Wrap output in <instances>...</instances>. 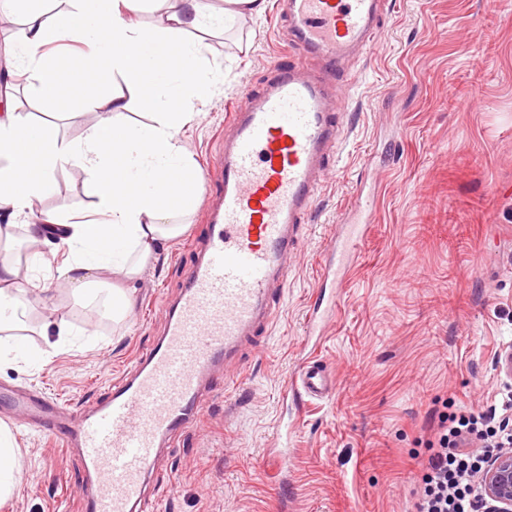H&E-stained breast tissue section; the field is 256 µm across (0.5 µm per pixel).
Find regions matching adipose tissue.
Returning a JSON list of instances; mask_svg holds the SVG:
<instances>
[{
    "mask_svg": "<svg viewBox=\"0 0 512 512\" xmlns=\"http://www.w3.org/2000/svg\"><path fill=\"white\" fill-rule=\"evenodd\" d=\"M0 17L18 15L23 28L9 73H27L38 93L56 109L70 107L69 92L78 87L82 107L98 112L97 123L83 139L67 142L55 129L5 111L0 115V240L10 239L16 224L27 227V240L41 261L42 247L63 245L69 256L59 290L91 292L113 318L130 306L125 289L154 256L160 239L180 236L176 216L190 214L201 191L198 171L179 132L194 120V108L210 102L223 83L216 70H202L206 46L199 35L260 13L262 0H224L223 12L204 0H174L166 25L137 23L146 0H72L71 9L49 19L43 0H0ZM79 41L81 58L46 53L52 41ZM123 80L139 97L142 109L159 114L154 124L128 120L131 105L121 94L106 93ZM65 165L85 174L84 194L96 202L97 219L69 222L60 215L35 219L37 204L54 186V173ZM38 284L22 276L11 255L0 257V360H41L65 346L68 332L51 333L53 316L42 320L44 346L7 338L17 329L18 313L32 305Z\"/></svg>",
    "mask_w": 512,
    "mask_h": 512,
    "instance_id": "ef3b65f1",
    "label": "adipose tissue"
}]
</instances>
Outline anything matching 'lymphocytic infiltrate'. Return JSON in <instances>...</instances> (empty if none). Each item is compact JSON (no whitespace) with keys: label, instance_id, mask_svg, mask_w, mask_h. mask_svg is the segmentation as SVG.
<instances>
[{"label":"lymphocytic infiltrate","instance_id":"1","mask_svg":"<svg viewBox=\"0 0 512 512\" xmlns=\"http://www.w3.org/2000/svg\"><path fill=\"white\" fill-rule=\"evenodd\" d=\"M496 413L433 409L434 425L418 462L421 488L415 512H482L476 476L486 459L473 444L492 437L512 445V432L494 428Z\"/></svg>","mask_w":512,"mask_h":512}]
</instances>
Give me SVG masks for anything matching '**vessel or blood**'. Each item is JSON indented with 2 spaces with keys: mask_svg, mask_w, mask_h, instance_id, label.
<instances>
[{
  "mask_svg": "<svg viewBox=\"0 0 512 512\" xmlns=\"http://www.w3.org/2000/svg\"><path fill=\"white\" fill-rule=\"evenodd\" d=\"M297 51L273 63L265 88L233 112L219 159L217 206L206 215L205 249L189 269L178 300L164 306L161 340L139 359L133 376L110 396L72 414L46 396L10 391L21 419L78 449L95 489L85 512H140L147 476L162 444L193 427L202 388L243 337L271 320L273 287L288 286V257L297 228L313 210L325 162L343 127L336 75L365 51L391 0H278ZM373 203L359 198L345 212L318 272L307 306L309 334L336 309L350 264L360 256ZM335 382L317 361H304L284 396H330Z\"/></svg>",
  "mask_w": 512,
  "mask_h": 512,
  "instance_id": "1",
  "label": "vessel or blood"
}]
</instances>
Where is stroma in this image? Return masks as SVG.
Listing matches in <instances>:
<instances>
[{"instance_id":"1","label":"stroma","mask_w":512,"mask_h":512,"mask_svg":"<svg viewBox=\"0 0 512 512\" xmlns=\"http://www.w3.org/2000/svg\"><path fill=\"white\" fill-rule=\"evenodd\" d=\"M393 2L368 55L343 67L360 78L300 227L285 296L268 328L243 340L230 386L204 391L197 425L161 454L143 512H409L418 490L411 455L430 436L433 400L479 410L512 381L496 364L512 347V0ZM274 3L204 38L209 63L224 68V90L180 131L200 170L214 168L232 112L264 88L288 48V21ZM9 93L67 141L98 119L82 109L58 113L27 79ZM84 179L79 168L58 170L39 211L93 219ZM362 180L374 194L369 235L335 316L309 346L305 314L318 269ZM214 197V186H203L188 230L157 243L118 323L98 301L55 293L67 250L45 249V263L28 275L45 287L72 343L42 362L1 364L0 384L73 411L106 398L161 337L162 304L184 287ZM306 355L332 373L335 391L284 404L280 392ZM283 425L291 448L280 479L270 450ZM0 426L14 434L23 470L0 512H84L88 485L76 452L17 423L2 400Z\"/></svg>"}]
</instances>
